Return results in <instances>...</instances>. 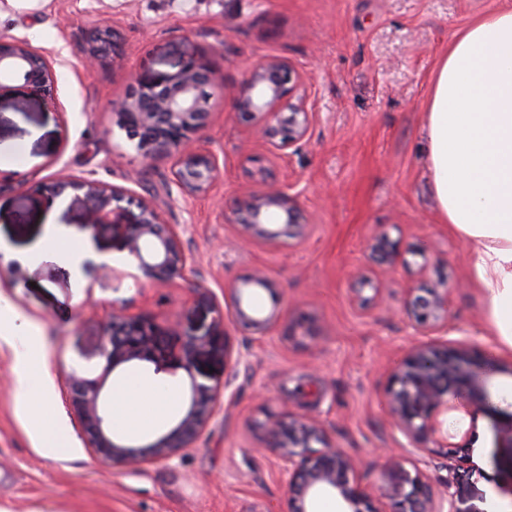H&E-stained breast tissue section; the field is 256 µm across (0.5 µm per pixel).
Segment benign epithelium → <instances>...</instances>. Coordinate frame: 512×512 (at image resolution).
<instances>
[{
  "instance_id": "7a95c632",
  "label": "benign epithelium",
  "mask_w": 512,
  "mask_h": 512,
  "mask_svg": "<svg viewBox=\"0 0 512 512\" xmlns=\"http://www.w3.org/2000/svg\"><path fill=\"white\" fill-rule=\"evenodd\" d=\"M160 63L167 69L138 79L128 96L113 104V111L145 161L175 158L173 181L190 195L205 194L220 168L213 155L192 148L191 142L208 118L213 70L205 55L178 42L170 44ZM52 85L51 63L43 54L24 39L0 37V97L23 89L50 96ZM304 85V76L289 60L270 57L250 65L235 92L237 111L255 122L257 133L273 155L287 156L288 150L298 147L307 136L314 113L300 93ZM68 189L82 193L106 224H110L113 210L124 203L138 209L133 222L111 224V228L121 235L124 249L145 278L162 283L188 270L178 227L166 223L150 201L134 197L128 189L91 179L62 177L39 186L51 202ZM273 211L283 218L277 227L267 222ZM231 222L243 241L274 246L301 234L302 214L294 196L267 187L249 192ZM370 251L377 262H390L398 255L395 245L386 240L371 244ZM254 286L272 290L275 283L259 272L224 289L227 313H219L217 325H224L227 314L262 336L278 322L277 313L261 315L251 308L248 290ZM406 312L412 326L433 339L406 351L391 375L385 402L392 422L418 443L412 453L446 460L443 469L448 475L441 479V488H435L417 464L408 469L395 460L386 464L385 484L375 497L360 482L359 457L333 445L321 427L303 416L290 414L286 420L274 416L265 424L267 448L279 459L286 476L289 512H310L309 507L325 495L336 498L339 512H470L461 507L455 487L461 467H467L469 474L478 472L479 467L470 449L436 437L437 417L448 409V398L459 393L468 394L475 410H480L489 402L490 386L478 375L473 351L463 343L450 345L440 336L448 332L446 295H422L410 288ZM169 334L180 338L179 357L189 378L188 405L177 424L148 445L130 444L114 435L103 389L117 367L156 364L167 354L162 332L149 315L112 312L103 339L102 373L96 377L75 373L68 378L65 403L79 423L85 447L99 460L133 470L169 461L190 447L211 419L226 386L197 377V355L209 344L210 335L175 329Z\"/></svg>"
}]
</instances>
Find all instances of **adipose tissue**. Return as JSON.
Wrapping results in <instances>:
<instances>
[{"mask_svg": "<svg viewBox=\"0 0 512 512\" xmlns=\"http://www.w3.org/2000/svg\"><path fill=\"white\" fill-rule=\"evenodd\" d=\"M423 138L439 213L467 245L493 335L512 349V0L454 34Z\"/></svg>", "mask_w": 512, "mask_h": 512, "instance_id": "adipose-tissue-1", "label": "adipose tissue"}]
</instances>
